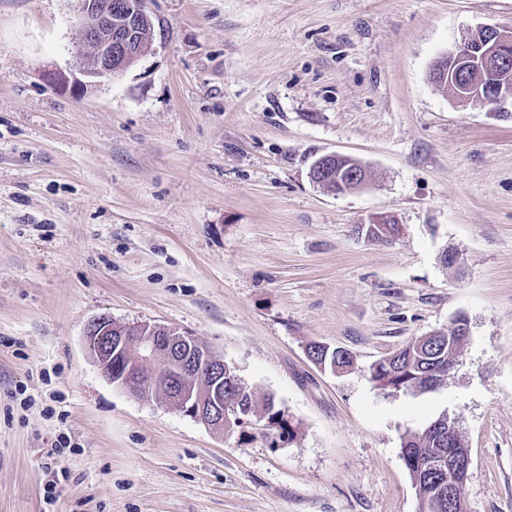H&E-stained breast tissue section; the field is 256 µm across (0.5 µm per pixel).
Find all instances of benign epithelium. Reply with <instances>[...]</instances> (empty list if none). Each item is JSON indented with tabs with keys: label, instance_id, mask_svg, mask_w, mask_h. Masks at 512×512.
I'll list each match as a JSON object with an SVG mask.
<instances>
[{
	"label": "benign epithelium",
	"instance_id": "benign-epithelium-1",
	"mask_svg": "<svg viewBox=\"0 0 512 512\" xmlns=\"http://www.w3.org/2000/svg\"><path fill=\"white\" fill-rule=\"evenodd\" d=\"M127 19L112 26V0H83L84 26L80 56L87 62V74L102 77L121 73L151 49V43L135 42L136 18L143 9L128 0ZM472 38L457 44L450 54L455 67L465 74L473 58L484 64L483 82L491 88L484 94L479 85H464L455 98L464 104L490 106L502 117L512 115V87L498 84L497 73L508 63L507 41L499 28L480 25L471 32ZM339 155L328 154L315 161L310 178L318 185L336 182L334 191L359 188L366 183L365 169L345 166L331 171L330 161ZM395 220L387 214L373 216L367 234L384 237ZM87 330L102 339L95 363L101 374L113 385L137 395L143 389L154 388L163 393L176 410L215 429L232 428L230 415L236 407L224 402L223 358L214 354L200 338L175 327L141 323L134 329L118 325L106 316L93 319ZM471 464L470 450L461 447L448 458V484L464 482Z\"/></svg>",
	"mask_w": 512,
	"mask_h": 512
}]
</instances>
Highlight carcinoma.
<instances>
[{
  "label": "carcinoma",
  "instance_id": "cac0c4a2",
  "mask_svg": "<svg viewBox=\"0 0 512 512\" xmlns=\"http://www.w3.org/2000/svg\"><path fill=\"white\" fill-rule=\"evenodd\" d=\"M418 339L409 341L392 358L380 365L371 382L376 384L384 395L421 394L435 390L448 374V358L454 353L453 342L448 335L436 334L417 346ZM316 359L329 368L343 369L350 365L346 351L334 353L317 350ZM242 396L238 408H251L250 394L240 393L235 383L234 373L224 374V398L234 400ZM265 411L270 428L267 436L271 439H283L292 436L290 419L275 401L266 402ZM459 447V439H448V414L428 421L423 428L406 432L401 441V454L410 464L407 470L419 498V512H465L462 500V488H454L448 493V476L440 471L418 465L419 457H448V449Z\"/></svg>",
  "mask_w": 512,
  "mask_h": 512
}]
</instances>
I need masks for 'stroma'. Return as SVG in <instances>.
<instances>
[{"mask_svg": "<svg viewBox=\"0 0 512 512\" xmlns=\"http://www.w3.org/2000/svg\"><path fill=\"white\" fill-rule=\"evenodd\" d=\"M145 6L151 51L90 78L82 0H0V512H419L401 438L443 413L466 512H512V118L430 78L475 27L512 32V0ZM334 153L364 187L311 181ZM376 214L398 232L368 236ZM99 316L198 336L292 438L115 387ZM461 317L436 390L370 382ZM265 411L270 423V428L268 429V433H266L267 436L271 437L273 442H275L277 438L280 440L283 439L286 435L288 439H290L292 437L290 419L285 414V411L276 405L275 399L266 402Z\"/></svg>", "mask_w": 512, "mask_h": 512, "instance_id": "35a3bbf8", "label": "stroma"}]
</instances>
